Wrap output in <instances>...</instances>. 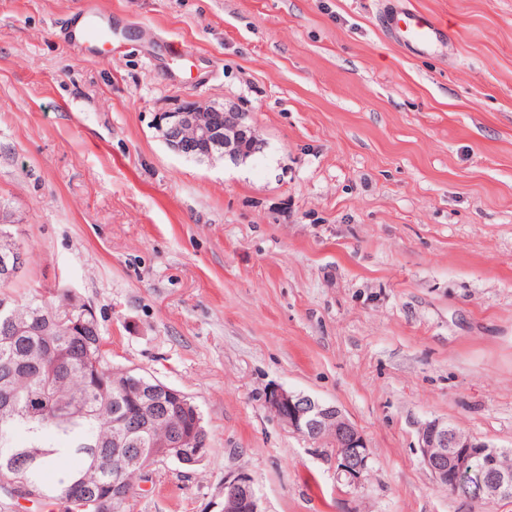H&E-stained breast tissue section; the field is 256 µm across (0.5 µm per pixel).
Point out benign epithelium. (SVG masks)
Here are the masks:
<instances>
[{"label":"benign epithelium","mask_w":512,"mask_h":512,"mask_svg":"<svg viewBox=\"0 0 512 512\" xmlns=\"http://www.w3.org/2000/svg\"><path fill=\"white\" fill-rule=\"evenodd\" d=\"M156 125L165 143L184 157L201 154L210 161H239L264 146L250 113L232 104L187 100L170 112L159 113ZM13 256L14 262L3 266L6 282L22 270L23 249ZM264 403L288 432L334 449L330 462L339 480L356 486L365 479L371 458L366 439L341 409L283 388L268 390ZM418 443L423 463L438 485L487 503L512 497V471L499 463L505 451L492 442L473 437L462 440L448 423L437 419L419 429ZM166 447L180 450L177 461L183 465L201 462L208 451L200 432L190 439L174 435ZM224 512H265L249 475L224 478Z\"/></svg>","instance_id":"7a95c632"}]
</instances>
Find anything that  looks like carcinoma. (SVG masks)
Returning a JSON list of instances; mask_svg holds the SVG:
<instances>
[{
    "label": "carcinoma",
    "mask_w": 512,
    "mask_h": 512,
    "mask_svg": "<svg viewBox=\"0 0 512 512\" xmlns=\"http://www.w3.org/2000/svg\"><path fill=\"white\" fill-rule=\"evenodd\" d=\"M13 225L0 224V257L15 248ZM75 320L54 314L57 301L39 292L0 308V391L13 392L10 410L0 411V487L28 490L35 503H60L65 512H124L136 468L127 461L175 459L176 448L161 442L175 431L188 433L194 422L206 430L199 406L158 389L154 403L136 409L112 387V360L94 313L68 293ZM133 415L137 427L126 443L112 447L117 421ZM55 466L56 482L44 471Z\"/></svg>",
    "instance_id": "carcinoma-1"
}]
</instances>
